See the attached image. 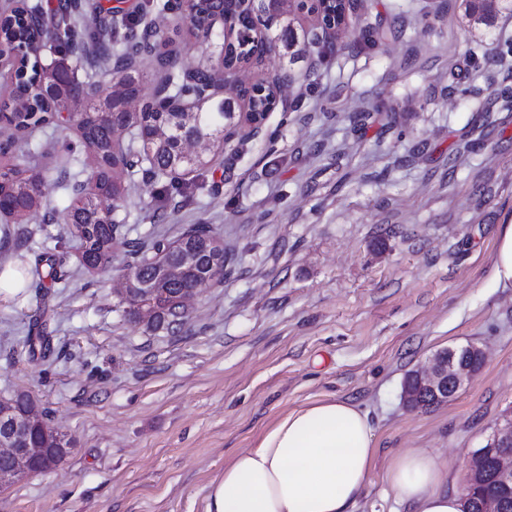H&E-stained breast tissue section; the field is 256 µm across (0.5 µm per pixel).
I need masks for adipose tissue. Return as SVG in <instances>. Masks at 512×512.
I'll list each match as a JSON object with an SVG mask.
<instances>
[{"label":"adipose tissue","mask_w":512,"mask_h":512,"mask_svg":"<svg viewBox=\"0 0 512 512\" xmlns=\"http://www.w3.org/2000/svg\"><path fill=\"white\" fill-rule=\"evenodd\" d=\"M366 415L346 400L307 403L279 416L254 447L227 460L207 485L205 512H351L375 455ZM446 459L410 448L390 461L385 481L410 512H462L448 492Z\"/></svg>","instance_id":"obj_1"}]
</instances>
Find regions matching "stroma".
Instances as JSON below:
<instances>
[{"mask_svg": "<svg viewBox=\"0 0 512 512\" xmlns=\"http://www.w3.org/2000/svg\"><path fill=\"white\" fill-rule=\"evenodd\" d=\"M355 27L308 37L280 77L284 103L259 138L228 143L215 171L131 192L132 237L208 224L227 274L198 291L182 333L116 312L124 243L111 267L77 266L64 222L16 225L27 261L60 257L64 280L21 281L0 243V398L31 395L71 434L67 460L0 490V512H205L208 482L273 421L336 398L367 412L377 448L355 512H392L390 459L424 448L462 490L474 449L512 411V287L492 279L499 225L512 220V11L491 24L461 0H357ZM74 128L16 145L36 153L42 191L68 204L56 158ZM45 317L56 355L23 340ZM475 344L482 369L445 404L411 410L406 375L438 350Z\"/></svg>", "mask_w": 512, "mask_h": 512, "instance_id": "stroma-1", "label": "stroma"}]
</instances>
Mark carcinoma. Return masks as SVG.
Instances as JSON below:
<instances>
[{"mask_svg":"<svg viewBox=\"0 0 512 512\" xmlns=\"http://www.w3.org/2000/svg\"><path fill=\"white\" fill-rule=\"evenodd\" d=\"M13 2L10 11H0V45L11 51L23 49L24 60L38 57L42 39L26 25L27 16L37 15L45 30L53 35L60 58L52 72L42 75L34 65L26 73L25 64L18 66L15 90L9 100L10 111L4 118L22 136L51 126L68 124L77 128L84 165L90 169L87 183L91 187L82 182L73 185L74 199L66 211V219L70 234L79 244V267L94 273L112 262L121 224L115 211L129 195L132 177L140 173L158 180L180 172L204 174L212 169V159L206 154L188 158L185 139L197 136L217 141L224 137V128L236 120L229 97H214L208 107L194 112L175 108L171 102L203 93L210 87L242 85V73L227 58L223 69L210 73V82L187 80L188 72L174 49L183 34L203 33L213 59L221 57L224 50V30L204 26L203 9L193 3L173 5L170 0H164L160 5L155 0H144L136 7L139 15L135 25L141 29L133 31L126 47L119 49L111 38L113 24L127 13L119 5L96 6V30L80 43L74 36L86 9L82 0H62L58 4L52 0ZM464 2L469 18L490 24V0ZM211 7L227 12L245 31L252 24L249 10L237 3L211 0ZM175 8L195 12V16L186 17L187 29L170 30L154 20H146L155 10L161 14ZM253 10L264 17L266 25L281 27L280 42L283 47H290L292 29L288 8L281 6L266 11L260 3ZM138 59L155 63L161 73L160 89L150 97L139 80ZM97 63L106 65L110 83L95 88L82 112L70 123L62 112L84 90L85 82L78 78L79 67ZM7 154L10 163L0 168V178L9 186L0 203V217L22 221L43 208L44 219L54 220V213L46 209L32 154L13 150L9 143L0 146V158ZM127 245L130 260L125 264L126 291L118 302L122 316L129 321L145 317L150 331L178 335L187 318L181 313L182 292L189 288H210L224 280V239L207 224H193L172 240L161 238L147 244L129 241ZM31 273L40 281L47 277L62 279L55 260L50 257L37 258ZM24 345L33 359H45L52 354L45 322L33 320Z\"/></svg>","mask_w":512,"mask_h":512,"instance_id":"carcinoma-1","label":"carcinoma"}]
</instances>
